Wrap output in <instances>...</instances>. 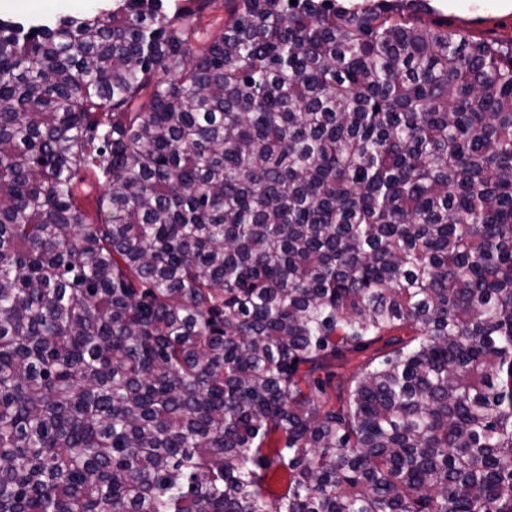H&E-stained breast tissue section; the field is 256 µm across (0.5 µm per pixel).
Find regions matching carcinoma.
<instances>
[{"instance_id":"1","label":"carcinoma","mask_w":512,"mask_h":512,"mask_svg":"<svg viewBox=\"0 0 512 512\" xmlns=\"http://www.w3.org/2000/svg\"><path fill=\"white\" fill-rule=\"evenodd\" d=\"M214 2L0 17V512H512V37Z\"/></svg>"}]
</instances>
